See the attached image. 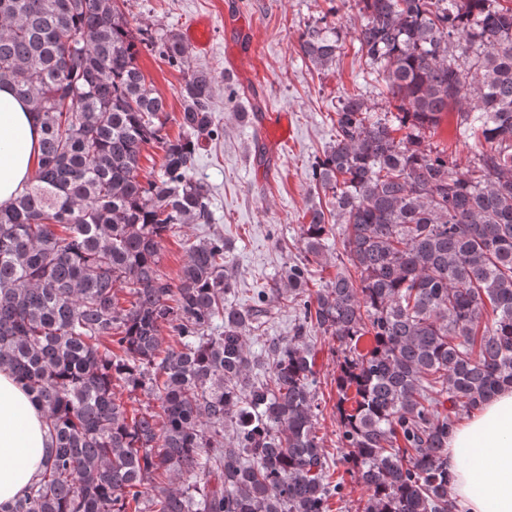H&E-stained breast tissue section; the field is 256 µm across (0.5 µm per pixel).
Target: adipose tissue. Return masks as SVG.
<instances>
[{"instance_id":"adipose-tissue-1","label":"adipose tissue","mask_w":512,"mask_h":512,"mask_svg":"<svg viewBox=\"0 0 512 512\" xmlns=\"http://www.w3.org/2000/svg\"><path fill=\"white\" fill-rule=\"evenodd\" d=\"M41 139L27 103L0 86V204L27 182ZM470 462L460 466L458 453ZM50 451L42 411L9 371L0 370V504L35 481ZM448 470L466 512H512V388L483 403L448 441Z\"/></svg>"}]
</instances>
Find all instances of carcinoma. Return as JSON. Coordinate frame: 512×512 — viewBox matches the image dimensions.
<instances>
[{
  "label": "carcinoma",
  "instance_id": "carcinoma-1",
  "mask_svg": "<svg viewBox=\"0 0 512 512\" xmlns=\"http://www.w3.org/2000/svg\"><path fill=\"white\" fill-rule=\"evenodd\" d=\"M120 2L0 0V85L42 131L31 178L0 205V369L53 440L0 512H331L345 480L317 434L320 336L342 354L337 443L364 512H461L448 440L512 387V7L359 0L356 53L396 111L339 100L310 173L333 210L309 212L304 260L239 306L222 237L188 244L178 282L160 272L168 232L211 218L192 170L214 132L215 77L185 73L183 134H163L167 102L138 65L155 41ZM299 50L325 68L344 44L313 28ZM160 53L182 65L190 50L171 32ZM451 110L474 146L463 170L431 141ZM150 144L164 161L145 179ZM338 222L336 276L312 292L307 263ZM269 294L295 319L256 355L248 334ZM139 393L159 408L130 406Z\"/></svg>",
  "mask_w": 512,
  "mask_h": 512
}]
</instances>
